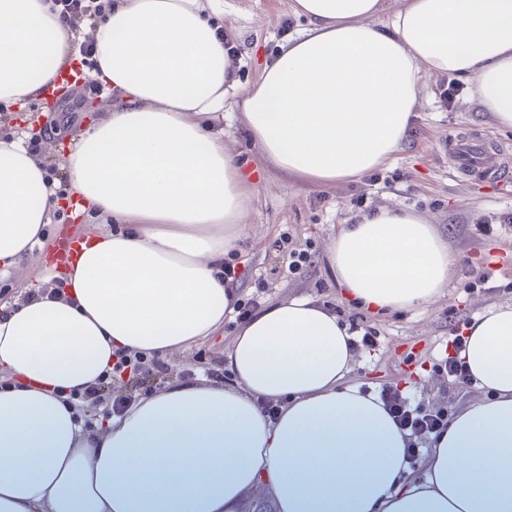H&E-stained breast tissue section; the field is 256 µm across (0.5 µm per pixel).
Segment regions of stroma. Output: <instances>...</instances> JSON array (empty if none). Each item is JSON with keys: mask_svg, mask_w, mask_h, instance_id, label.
Masks as SVG:
<instances>
[{"mask_svg": "<svg viewBox=\"0 0 512 512\" xmlns=\"http://www.w3.org/2000/svg\"><path fill=\"white\" fill-rule=\"evenodd\" d=\"M289 2L224 0V32L237 50L242 84H252L279 43L304 28L303 19L291 12ZM447 82L444 76L423 75L420 104L403 147L384 165L336 185L288 179L261 157L239 124H225L224 130L227 145L241 155L254 176L241 253L233 260L241 294L254 292L255 280L262 276L271 289L266 304L306 294L339 309L344 322L374 328L380 345L376 351L356 355L351 383L372 391L397 385L420 394L423 404L444 406L453 413L484 399L485 393L471 384H450L434 365L443 358L450 336L465 330L476 314L512 304V230L485 237L474 229L477 219L512 213V184L499 187L486 180L453 177L442 144L451 131L474 129L489 134L505 152L512 153V129L496 126L470 88H463L452 107L443 106L440 92ZM89 100V94L78 86L53 107L41 101L19 111L7 109L0 118V137L42 136L43 161L62 163L69 148L66 136L86 123ZM384 206L430 218L453 259L448 284L435 302L389 315L343 297L326 250L357 217ZM94 230L80 206L60 208L22 272L0 278V304L12 301L25 286L45 284L48 276L64 278V270L51 268L60 233L81 239ZM285 232L311 244L312 265L303 275L291 277L281 269L275 245ZM486 269L492 273L489 289L464 293V283ZM233 335V327L225 326L216 336L168 355L165 361L177 377L203 364L219 367Z\"/></svg>", "mask_w": 512, "mask_h": 512, "instance_id": "stroma-1", "label": "stroma"}]
</instances>
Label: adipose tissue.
I'll list each match as a JSON object with an SVG mask.
<instances>
[{
	"label": "adipose tissue",
	"instance_id": "adipose-tissue-1",
	"mask_svg": "<svg viewBox=\"0 0 512 512\" xmlns=\"http://www.w3.org/2000/svg\"><path fill=\"white\" fill-rule=\"evenodd\" d=\"M289 7L305 28L248 87L224 46V0H111L88 30L90 77L111 95L64 166L104 229L69 262L64 296L30 287L0 306V512H240L259 489L275 512H512V304L467 327L460 357L489 397L431 435L422 482L405 432L348 382L346 327L305 295L239 328L229 384L174 379L93 426L75 405L115 350L164 357L223 326L237 291L220 272L251 190L225 121L319 185L400 150L425 71L470 81L512 129V0ZM74 40L51 0H0V105L44 99ZM58 207L42 160L0 138V272L19 270ZM328 260L346 298L384 314L433 302L452 264L433 224L388 208L337 234Z\"/></svg>",
	"mask_w": 512,
	"mask_h": 512
}]
</instances>
